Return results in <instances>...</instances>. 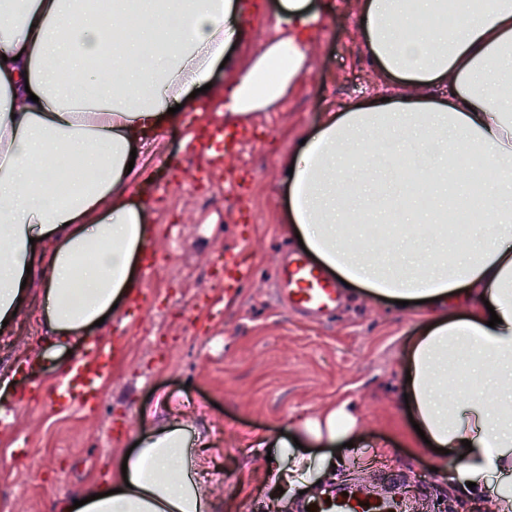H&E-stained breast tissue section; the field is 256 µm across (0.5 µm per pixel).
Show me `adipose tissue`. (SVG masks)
I'll return each mask as SVG.
<instances>
[{
    "label": "adipose tissue",
    "mask_w": 512,
    "mask_h": 512,
    "mask_svg": "<svg viewBox=\"0 0 512 512\" xmlns=\"http://www.w3.org/2000/svg\"><path fill=\"white\" fill-rule=\"evenodd\" d=\"M448 0H359L361 34L385 88L326 113L281 160L293 231L340 282L390 300L423 301L426 326L404 355L414 421L449 450L451 479L483 512H512V0H487L456 31ZM287 35L240 63L251 0H0V321L19 311L26 269L42 263L46 342L68 349L137 287L150 238L146 205L126 194L132 149L185 123L192 93L217 68L232 76L234 115L263 109L304 73L312 26L332 0H275ZM110 69L87 65L102 46ZM467 160L486 181L485 226L452 262L396 236L371 257L342 225L448 224V166ZM381 189L354 192L358 170ZM499 325L489 326L491 315ZM487 377L492 392L471 387ZM156 402L126 468L54 512H233L198 476L190 424ZM359 420L332 403L297 421L300 450L268 436V478L301 487L319 470L311 448L356 440Z\"/></svg>",
    "instance_id": "obj_1"
}]
</instances>
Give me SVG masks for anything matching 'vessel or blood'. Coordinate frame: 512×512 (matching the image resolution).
<instances>
[{"instance_id":"vessel-or-blood-1","label":"vessel or blood","mask_w":512,"mask_h":512,"mask_svg":"<svg viewBox=\"0 0 512 512\" xmlns=\"http://www.w3.org/2000/svg\"><path fill=\"white\" fill-rule=\"evenodd\" d=\"M223 276L225 288H237L251 278L252 267L242 261L228 262ZM275 292L289 309L308 317L335 313L340 304L335 280L300 253L279 262ZM111 358L108 347L79 358L73 369V383L65 390L69 400L83 406L97 403L98 385L108 373ZM308 505L311 512H399L401 508L397 500L362 486L329 487L322 496L309 500Z\"/></svg>"}]
</instances>
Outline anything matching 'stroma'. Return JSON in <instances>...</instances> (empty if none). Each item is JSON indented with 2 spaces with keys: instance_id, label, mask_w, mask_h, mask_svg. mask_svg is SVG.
Masks as SVG:
<instances>
[{
  "instance_id": "1",
  "label": "stroma",
  "mask_w": 512,
  "mask_h": 512,
  "mask_svg": "<svg viewBox=\"0 0 512 512\" xmlns=\"http://www.w3.org/2000/svg\"><path fill=\"white\" fill-rule=\"evenodd\" d=\"M309 47V63L285 100L246 117L224 110L229 76L216 71L187 126L143 149L148 179L134 202L146 203L152 226L147 254L159 265L139 280V299L94 333L95 344L121 337L101 398L91 407L64 406L56 361L74 362L86 348L44 356L43 278L31 286L13 326L0 331L12 346L0 366V490L13 493V512H53L55 500L111 478L112 465L143 427L139 411L158 396L174 399L177 417L204 435L201 471L236 512H270L261 468V435L287 439L292 419L330 402L350 401L364 426L358 448H319L332 457L318 486L360 484L394 492L424 512H481L449 484L438 454L411 444L413 426L401 401V360L425 319L360 288L345 290L336 320L311 323L274 295L277 259L298 249L287 216L280 158L324 113L382 89L368 60L357 0H335ZM221 128L249 138L220 152L219 179L197 168L209 154L193 150L191 135ZM244 254L256 274L228 292L214 261Z\"/></svg>"
}]
</instances>
